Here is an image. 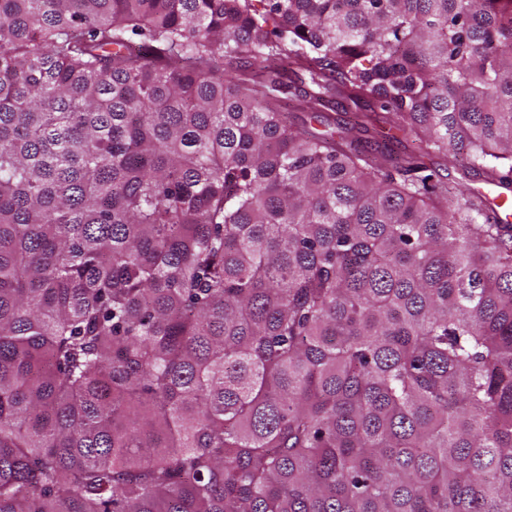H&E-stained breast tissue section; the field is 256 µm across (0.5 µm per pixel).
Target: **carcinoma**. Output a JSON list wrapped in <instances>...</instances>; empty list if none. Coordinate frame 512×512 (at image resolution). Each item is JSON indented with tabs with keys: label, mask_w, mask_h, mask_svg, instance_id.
<instances>
[{
	"label": "carcinoma",
	"mask_w": 512,
	"mask_h": 512,
	"mask_svg": "<svg viewBox=\"0 0 512 512\" xmlns=\"http://www.w3.org/2000/svg\"><path fill=\"white\" fill-rule=\"evenodd\" d=\"M422 154L512 185V0H0V512H512V224Z\"/></svg>",
	"instance_id": "carcinoma-1"
}]
</instances>
